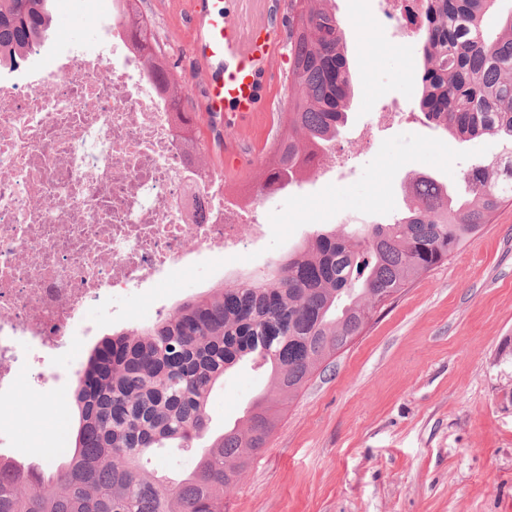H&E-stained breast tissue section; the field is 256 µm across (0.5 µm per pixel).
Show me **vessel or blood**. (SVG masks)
Instances as JSON below:
<instances>
[{
	"label": "vessel or blood",
	"mask_w": 512,
	"mask_h": 512,
	"mask_svg": "<svg viewBox=\"0 0 512 512\" xmlns=\"http://www.w3.org/2000/svg\"><path fill=\"white\" fill-rule=\"evenodd\" d=\"M243 0H192V52L209 77L203 116L217 121L256 116L263 80H275L286 28L272 10L243 16Z\"/></svg>",
	"instance_id": "b4317fda"
}]
</instances>
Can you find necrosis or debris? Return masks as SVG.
<instances>
[{
  "label": "necrosis or debris",
  "mask_w": 512,
  "mask_h": 512,
  "mask_svg": "<svg viewBox=\"0 0 512 512\" xmlns=\"http://www.w3.org/2000/svg\"><path fill=\"white\" fill-rule=\"evenodd\" d=\"M267 230L199 185L124 29L0 81V397L35 367L46 392L77 379L54 359L89 334L90 303L221 265Z\"/></svg>",
  "instance_id": "necrosis-or-debris-1"
}]
</instances>
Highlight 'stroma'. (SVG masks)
<instances>
[{"label": "stroma", "mask_w": 512, "mask_h": 512, "mask_svg": "<svg viewBox=\"0 0 512 512\" xmlns=\"http://www.w3.org/2000/svg\"><path fill=\"white\" fill-rule=\"evenodd\" d=\"M343 22L354 97L349 127L371 130L348 153L335 181L315 177L257 199L268 234L224 262V282L266 274L288 250L319 229L347 223L387 224L404 204V181L428 173L462 190V174L500 155L486 136L461 145L443 138L417 109L420 60L400 49L382 0H333ZM189 0H145L173 72L199 105L203 80L191 54ZM115 0H55L45 49L94 46L102 24H115ZM287 65L263 93L264 119L240 141L243 168L225 180L224 195L255 183L288 108ZM402 108L400 126L376 132L373 107ZM212 284L188 270L174 285L118 300L119 318L87 312L96 337L166 318L187 296ZM270 372L245 360L228 370L208 401L215 431L240 421ZM11 408L28 427L6 456L44 461L63 447L79 419L70 388L39 396L20 388ZM228 512H512V205L447 262L406 288L374 316L347 348L312 376L285 411L265 448L226 497Z\"/></svg>", "instance_id": "stroma-1"}]
</instances>
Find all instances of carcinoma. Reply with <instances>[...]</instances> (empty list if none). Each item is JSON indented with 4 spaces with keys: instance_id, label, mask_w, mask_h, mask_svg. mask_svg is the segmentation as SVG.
<instances>
[{
    "instance_id": "cac0c4a2",
    "label": "carcinoma",
    "mask_w": 512,
    "mask_h": 512,
    "mask_svg": "<svg viewBox=\"0 0 512 512\" xmlns=\"http://www.w3.org/2000/svg\"><path fill=\"white\" fill-rule=\"evenodd\" d=\"M52 0H0V67L15 68L52 27ZM288 111L261 180L277 194L316 173L323 150L348 120L352 79L344 30L331 0H289ZM500 0H420L414 30L423 58L421 112L464 143L498 136L507 151L463 176L452 197L435 178L411 177L402 216L390 224L317 231L260 278L218 284L179 304L168 318L103 337L78 372L74 446L48 463L0 455V512H224L247 468L266 447L283 410L311 376L361 335L373 313L474 240L512 202V10L499 31L484 19ZM131 50L169 105L182 147L213 178L199 116L167 65L142 0H117ZM270 367L276 395L254 397L243 426L211 431L206 405L224 371L244 357ZM171 442L197 448L177 479L141 461Z\"/></svg>"
}]
</instances>
